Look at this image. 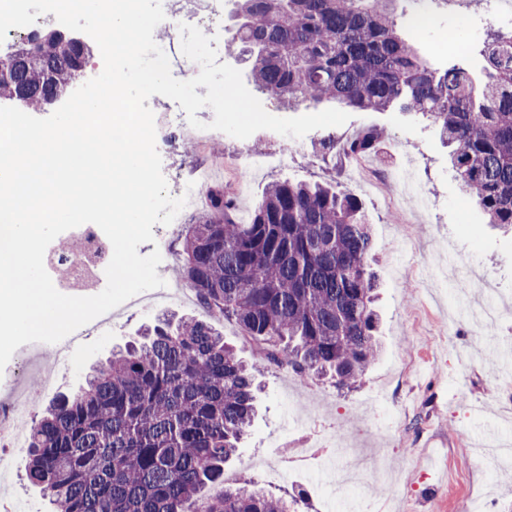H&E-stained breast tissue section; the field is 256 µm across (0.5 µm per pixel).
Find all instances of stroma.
<instances>
[{
  "label": "stroma",
  "mask_w": 512,
  "mask_h": 512,
  "mask_svg": "<svg viewBox=\"0 0 512 512\" xmlns=\"http://www.w3.org/2000/svg\"><path fill=\"white\" fill-rule=\"evenodd\" d=\"M398 22L420 55L436 66L468 45L466 64L482 77L484 61L475 52L495 22L473 8L467 16L442 0H397ZM335 127L346 140L366 128L382 138L366 155L369 186L356 189L351 159L342 153L321 155L326 129L293 140L260 130L241 140L225 135L203 146L172 136L162 158L165 177L191 179L211 169L217 187L243 180L247 190L231 196V214L249 222L267 187L275 181L321 182L355 192L370 225L374 250L370 264L378 278L379 357L362 380L338 389L328 377L304 379L285 370H261L257 415L225 472L259 480L257 461L275 458L278 443L315 448V457L289 463L288 478L265 484V491L296 499L301 512H512V466L477 461L485 441L512 448V380L499 376L512 324L480 340L478 326L463 308L480 298L476 282H486L493 303L512 309V237L489 225L470 203L448 167V147L430 121L398 111L350 110ZM271 157L262 172L229 167L240 151ZM180 315L214 322L226 343L248 361L255 348L230 319L213 320L194 291L172 304ZM157 309L131 307L102 335L74 351L71 367L57 365L50 346L31 358L12 356L0 371V399L12 391L27 396L33 415L48 399L41 373H49L56 391L78 389L89 369L114 346L131 340ZM484 404L472 417L473 402ZM366 457L379 468L374 481L343 485L347 463ZM0 512H49L46 498L25 471L0 482Z\"/></svg>",
  "instance_id": "35a3bbf8"
}]
</instances>
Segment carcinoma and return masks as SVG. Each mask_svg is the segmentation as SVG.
Here are the masks:
<instances>
[{
    "label": "carcinoma",
    "instance_id": "obj_1",
    "mask_svg": "<svg viewBox=\"0 0 512 512\" xmlns=\"http://www.w3.org/2000/svg\"><path fill=\"white\" fill-rule=\"evenodd\" d=\"M227 52L248 53L256 88L288 105L324 101L422 115L452 147L450 163L487 223L512 227V29L486 34L480 83L464 58L438 69L405 40L397 0H235ZM0 101L27 105L71 90L70 44L41 40L12 62ZM372 128L322 150L368 153ZM189 225L178 266L197 300L234 319L265 362L301 378H362L378 353L374 249L361 201L331 185L268 186L247 224L224 190ZM254 367L210 323L187 317L146 329L101 363L86 387L59 395L30 432L26 476L65 512H295L250 481L224 488V463L256 411Z\"/></svg>",
    "mask_w": 512,
    "mask_h": 512
}]
</instances>
